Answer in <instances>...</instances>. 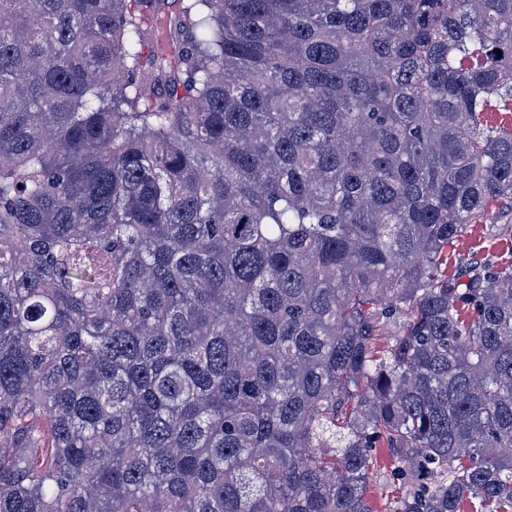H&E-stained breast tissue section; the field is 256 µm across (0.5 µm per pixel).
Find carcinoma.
<instances>
[{"label": "carcinoma", "mask_w": 512, "mask_h": 512, "mask_svg": "<svg viewBox=\"0 0 512 512\" xmlns=\"http://www.w3.org/2000/svg\"><path fill=\"white\" fill-rule=\"evenodd\" d=\"M161 2L0 0V512L512 509V0ZM443 258L448 278L469 266L512 262V210L509 203L493 205L483 219L467 224L462 235L448 243ZM443 261V262H444ZM375 461L373 483L369 489V501L373 512H392L394 501L401 495L398 486L389 484L387 475L393 466L392 457L387 448L373 450Z\"/></svg>", "instance_id": "cac0c4a2"}]
</instances>
